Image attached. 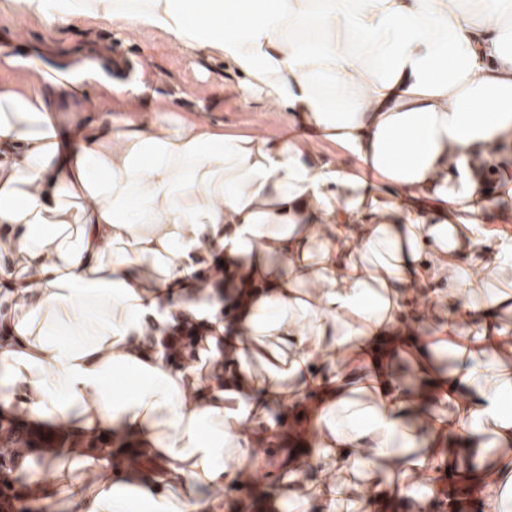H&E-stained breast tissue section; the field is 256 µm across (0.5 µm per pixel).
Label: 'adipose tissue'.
Returning <instances> with one entry per match:
<instances>
[{"label":"adipose tissue","mask_w":512,"mask_h":512,"mask_svg":"<svg viewBox=\"0 0 512 512\" xmlns=\"http://www.w3.org/2000/svg\"><path fill=\"white\" fill-rule=\"evenodd\" d=\"M56 26L95 16L168 34L188 57L219 55L243 95L380 174L382 190L297 137L227 135L204 121L104 116L82 151L39 93L0 83V239L17 337L0 351V413L76 431L33 458L79 512H217L250 477L256 424L307 399L308 452L280 478L297 512L391 497L426 505L423 473L462 436L482 468L485 512L512 496V234L482 223L473 176L512 131V0H20ZM436 199L420 208L422 191ZM253 285L239 313L238 376L206 404L197 370L169 368L172 315L211 321L209 290L170 303L207 249ZM448 317L404 328L417 286ZM460 356L443 370L439 353ZM407 360L429 397L394 382ZM458 411L441 416L435 405ZM491 428L509 452L489 454ZM131 434L150 460L113 464L83 437ZM418 437L396 450L395 436Z\"/></svg>","instance_id":"adipose-tissue-1"}]
</instances>
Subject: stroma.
<instances>
[{
  "label": "stroma",
  "instance_id": "1",
  "mask_svg": "<svg viewBox=\"0 0 512 512\" xmlns=\"http://www.w3.org/2000/svg\"><path fill=\"white\" fill-rule=\"evenodd\" d=\"M0 81H14L46 96L67 129L100 121L102 106L116 118L198 119L225 134L254 130L278 143L298 133L289 112L258 98H243L241 77L222 59H188L168 37L84 18L59 28L25 16L17 0H0Z\"/></svg>",
  "mask_w": 512,
  "mask_h": 512
}]
</instances>
